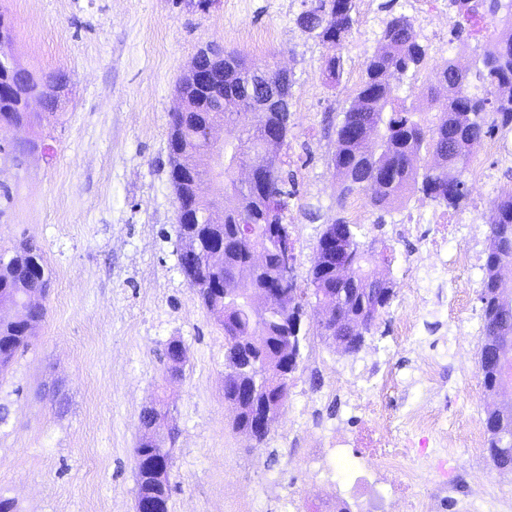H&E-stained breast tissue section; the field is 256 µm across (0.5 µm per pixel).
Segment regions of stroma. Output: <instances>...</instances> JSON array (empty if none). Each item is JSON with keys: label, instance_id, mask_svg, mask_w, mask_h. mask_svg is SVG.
I'll use <instances>...</instances> for the list:
<instances>
[{"label": "stroma", "instance_id": "35a3bbf8", "mask_svg": "<svg viewBox=\"0 0 512 512\" xmlns=\"http://www.w3.org/2000/svg\"><path fill=\"white\" fill-rule=\"evenodd\" d=\"M303 0H221L207 13L172 0H0L10 19L19 63L36 74L63 75L53 111L34 104V126L6 133L22 160L0 153V248L28 239L44 252L51 284L46 317L4 380L0 403V496L16 512H135L133 450L144 435L141 415L157 397L167 402V447L173 450L171 512H239L255 498L262 512H284L288 499L316 512L302 493L310 433L341 429L343 412L319 403L332 371L369 374L378 358L411 372L418 350L443 354L455 389L448 412L483 419L485 388L480 336L481 286L465 296L467 313L449 317L441 284L422 296L426 328L411 352L395 353L392 327L411 311L401 276L411 242L396 233L415 195L394 201L377 223L369 210V241L393 252L386 274L395 297L351 355L308 336L282 413L263 441L234 431V407L224 399V333L180 271L175 251L177 203L170 178L169 122L180 105L177 88L198 51L213 44L294 79L290 131L277 149L287 194L284 221L295 241V281L309 285L316 245L335 219L339 183L331 159L335 129L351 104L367 59L378 47L383 19L403 13L430 46L428 68L447 55L434 48L430 20L408 0H374L358 9L344 44L340 83H327L325 48L296 24ZM492 199L467 196L456 215L461 243L484 264L486 216ZM186 348L181 373L169 377L165 350ZM327 362L315 371V354ZM479 470L494 495L483 512L512 502V470L488 454L460 455L433 465L429 481L453 469Z\"/></svg>", "mask_w": 512, "mask_h": 512}]
</instances>
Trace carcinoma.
Returning <instances> with one entry per match:
<instances>
[{"mask_svg": "<svg viewBox=\"0 0 512 512\" xmlns=\"http://www.w3.org/2000/svg\"><path fill=\"white\" fill-rule=\"evenodd\" d=\"M315 5L296 18L302 29L316 34L328 49L325 71L328 80L339 82L343 75V61L338 50L351 33L355 19L356 0H314ZM448 8L461 21L455 24L453 36L461 41L471 37V27L477 23L507 20L508 31L478 54L474 66L462 68L453 59L431 72L427 81L433 87L448 90L441 100L431 96L440 112L434 121L423 116V111L406 105L400 94L405 80H412L425 67L428 45L421 40L413 20L400 14L383 21L379 32V49L367 59L364 77L354 101L336 126V152L332 164L340 179L338 202L367 189L369 181H376L377 192L371 196V205L379 212L377 223H385L384 213L404 194L420 193L439 205L457 210L466 199L465 177L471 166V145L498 132H512V0H448ZM216 60H202V64L224 73V89L214 96L204 92L190 78L183 79L180 97L184 112L171 115L169 147L171 169L181 166L179 151L190 148L207 153L208 143L202 139L205 129L222 120L233 127L236 137L224 141V159L227 163L217 171V179L224 187V212L217 215L212 203L196 193L194 179L189 174L171 177L177 202L191 216V223L178 230L197 237L203 249L217 243L224 246V259L213 263L208 257L184 256L179 267L193 268V281L202 304L226 336L248 337L260 355L257 379L270 387V393L286 402L290 385L283 379L287 364L293 362L294 349L284 338L281 327L264 323L259 310L243 312L224 302V291L245 296L249 291L264 287L272 279L269 265L255 279L237 283L226 278L229 270L245 263L241 245L234 237L237 224H281L286 202L281 167L268 171L263 182L243 188L234 178L235 167L230 160L238 155L239 141L247 138L252 143L262 139L268 128L281 127L279 112L269 110L248 115L240 111L223 110L222 99L249 100L259 96L249 85L251 68L232 54H215ZM63 87L54 74H30L22 80L11 68H0V131L31 116L23 112L22 94L27 90L41 93L46 108H52ZM336 240L347 250L350 275L336 273V263L327 257L323 240H318L316 257L310 272L312 292L303 288H283L282 303L288 309V320H295L307 298L314 297L325 307L331 319L313 320L315 334L349 354L363 346L362 336L371 333L377 319L389 308L395 296L390 282L371 276L364 268L376 260L391 262L388 248H366L359 240V230L345 218L332 221ZM489 224V248L483 280V336L481 337L480 367L486 391L496 393L509 385L512 359L505 356L512 351V287H503L498 278L499 268L512 262V189L498 194L492 201ZM48 274L42 250L28 241H20L9 250L0 252V306L21 308L15 319L0 318V378L10 370L17 354L29 346L33 330L43 321L46 309L43 301L48 287ZM246 381L232 380L224 384V400L237 406L234 427L245 430L254 414L249 400L241 396ZM487 450L492 463L500 469H512V439H505L487 429ZM137 474L136 499L158 500L161 512H169V480H161L156 473L160 467L172 468V449L161 442H141L133 450Z\"/></svg>", "mask_w": 512, "mask_h": 512, "instance_id": "1", "label": "carcinoma"}]
</instances>
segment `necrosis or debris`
Listing matches in <instances>:
<instances>
[{"instance_id": "obj_1", "label": "necrosis or debris", "mask_w": 512, "mask_h": 512, "mask_svg": "<svg viewBox=\"0 0 512 512\" xmlns=\"http://www.w3.org/2000/svg\"><path fill=\"white\" fill-rule=\"evenodd\" d=\"M456 226V221L447 217L419 210L409 214L400 231L404 237H418L420 245L427 247L444 275L445 299L452 311L460 314L465 307L458 298L455 275L473 270L475 262L458 243ZM406 383L401 369L389 363L363 384L336 375L323 398L342 406L351 420L357 421L358 429L351 434L334 431L318 435L305 460L308 472L321 483L331 484L333 447L368 448L372 451L369 461L357 469L355 476L367 493L377 494L378 482L373 476L379 471L382 482L409 493L407 512H474L479 499L489 493L480 472L469 471L441 481L431 492L424 486L432 458L452 460L462 450L472 457L480 454L484 446L480 422L475 420L460 428L449 416L447 406L397 404L398 389Z\"/></svg>"}]
</instances>
